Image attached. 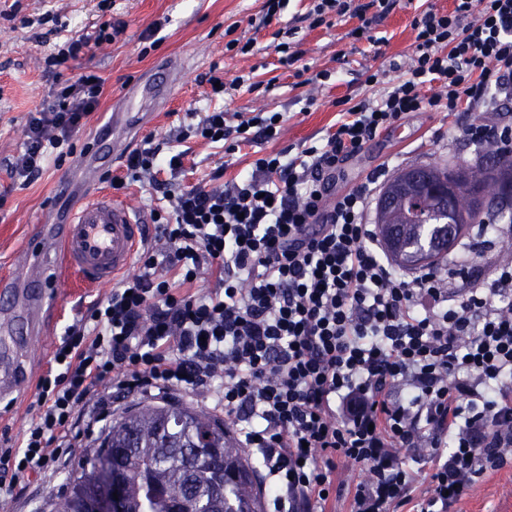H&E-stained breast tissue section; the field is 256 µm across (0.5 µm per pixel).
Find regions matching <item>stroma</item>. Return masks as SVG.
<instances>
[{
  "label": "stroma",
  "mask_w": 512,
  "mask_h": 512,
  "mask_svg": "<svg viewBox=\"0 0 512 512\" xmlns=\"http://www.w3.org/2000/svg\"><path fill=\"white\" fill-rule=\"evenodd\" d=\"M264 4L265 0H112L106 8L101 0H0V164L20 154L28 114L55 84L54 74L45 69V59L57 45L73 36L85 37L86 47L62 73L75 78L91 71L104 81L100 105L73 138V152L62 165H48L25 186L12 185L0 167V196L5 199L0 206V272L8 270L18 250L37 239L45 220L67 211L75 195L81 194V163L90 137L108 123L110 113L133 108L150 113L151 122L142 136L126 140L123 153L102 158L104 174L124 175L128 153L147 135L162 151H185L177 181L205 184L220 167L230 179L248 168L257 153L297 149L325 137L336 122L337 101L370 95L367 74L384 71L390 83L404 76L412 63L416 16L430 6L444 12L453 9L452 0H397L376 23L374 33L382 41L373 45L352 37V30L360 24L355 17L333 16L326 23L312 25L308 16L311 0H290L268 26L255 29L250 20L261 15ZM116 20L126 23L124 35L110 43H97L100 24ZM152 25L157 28L156 42L149 47L141 34ZM228 29L240 40H254L252 53L225 51ZM290 29L304 52V63L315 72L331 71L326 83L297 85L292 70L280 63L274 47L279 33ZM168 61L178 78L167 100L155 104L139 96L127 98L128 88L144 80H167L169 72L163 65ZM213 73L224 81L225 92L213 93L208 82ZM241 75L249 76V84L235 85ZM214 107L245 116L259 110L283 112L288 120L279 139L240 146L230 157L233 166L228 167L222 145L184 131L191 113ZM496 120V114L477 109L456 118L430 110L411 113L348 160L332 192L343 193L383 167L395 175L416 165L492 163L489 152L475 151L460 129ZM64 182L72 185V195L61 194ZM45 286L55 298L50 341L24 360L35 379L47 369L64 326L111 290L107 284L82 283L64 271ZM68 479L64 473L55 477L52 486L31 487L19 502L0 501V512H47L50 503L65 494ZM453 512H512V469L484 476L454 505Z\"/></svg>",
  "instance_id": "stroma-1"
}]
</instances>
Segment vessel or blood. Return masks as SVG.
Here are the masks:
<instances>
[{
  "label": "vessel or blood",
  "mask_w": 512,
  "mask_h": 512,
  "mask_svg": "<svg viewBox=\"0 0 512 512\" xmlns=\"http://www.w3.org/2000/svg\"><path fill=\"white\" fill-rule=\"evenodd\" d=\"M84 170L85 195L72 211L42 225L35 245L16 257L22 276L0 280V398L23 385L16 366L21 351L39 348L47 338L51 300L42 283L51 271L48 257L61 253L69 268L93 284L116 279L133 263L140 240L137 212L99 190L102 176L94 160H85Z\"/></svg>",
  "instance_id": "1"
}]
</instances>
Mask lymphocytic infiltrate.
I'll list each match as a JSON object with an SVG mask.
<instances>
[{
  "label": "lymphocytic infiltrate",
  "mask_w": 512,
  "mask_h": 512,
  "mask_svg": "<svg viewBox=\"0 0 512 512\" xmlns=\"http://www.w3.org/2000/svg\"><path fill=\"white\" fill-rule=\"evenodd\" d=\"M395 0H313L369 37L370 9ZM415 18L405 77L336 115L322 142L272 151L224 188L164 183L134 274L66 326L20 443L0 445V499L64 472L81 430L129 396L209 395L240 447L255 451L276 512H331L339 464L366 468L350 512H450L486 474L512 465V257L451 286L456 258L410 276L369 224L377 176L335 197L325 179L382 131L421 110L496 112L512 97V0H454ZM89 73L32 112L11 177L31 181L84 127L103 92ZM434 95H426L427 87ZM281 112L233 123L198 115L212 142L271 141ZM182 153L143 147L134 182L177 173ZM422 454L429 485L412 495L399 450Z\"/></svg>",
  "instance_id": "obj_1"
}]
</instances>
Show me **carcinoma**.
<instances>
[{"label":"carcinoma","mask_w":512,"mask_h":512,"mask_svg":"<svg viewBox=\"0 0 512 512\" xmlns=\"http://www.w3.org/2000/svg\"><path fill=\"white\" fill-rule=\"evenodd\" d=\"M496 164L449 169L432 168L436 181L451 185L455 201L448 221L467 228L470 224H494L504 218L512 223V205L504 196L505 184L512 183V149L493 152ZM403 199L396 213L377 212L381 238L385 225H408L400 246L390 251L396 263L408 269L446 253L440 246L442 227L432 223L436 216L432 199L410 198L411 189L395 177L387 186ZM217 448V457L201 463L185 458L184 450ZM114 448H126L125 457L112 464L123 477L128 512H263L257 475L245 459V449L231 437L224 423L206 414L180 406H147L134 410L112 424L102 446L86 466L71 477L68 489L91 497L98 482L96 462ZM224 471V495L212 496L219 486L217 476Z\"/></svg>","instance_id":"cac0c4a2"}]
</instances>
